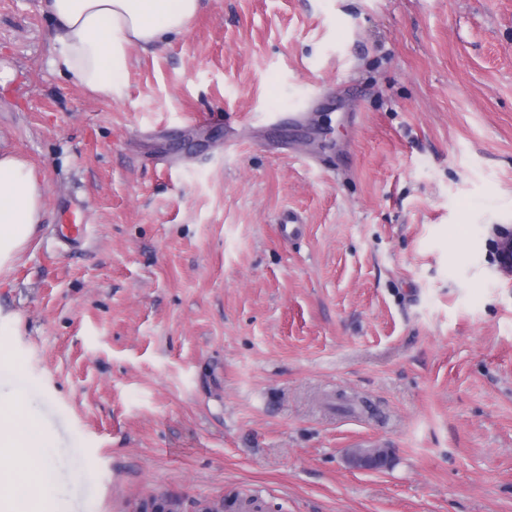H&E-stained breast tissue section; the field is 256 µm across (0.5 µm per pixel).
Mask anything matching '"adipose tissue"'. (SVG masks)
I'll return each instance as SVG.
<instances>
[{
	"label": "adipose tissue",
	"instance_id": "obj_1",
	"mask_svg": "<svg viewBox=\"0 0 512 512\" xmlns=\"http://www.w3.org/2000/svg\"><path fill=\"white\" fill-rule=\"evenodd\" d=\"M55 21L53 66L87 90L118 99L129 50H148L187 30L200 0H48ZM44 178L10 152L0 153V270L11 265L44 219ZM51 437L34 415L0 399V457H22L23 471L0 470V512H45L52 489L44 454Z\"/></svg>",
	"mask_w": 512,
	"mask_h": 512
}]
</instances>
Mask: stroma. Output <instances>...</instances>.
I'll return each mask as SVG.
<instances>
[{"instance_id":"stroma-1","label":"stroma","mask_w":512,"mask_h":512,"mask_svg":"<svg viewBox=\"0 0 512 512\" xmlns=\"http://www.w3.org/2000/svg\"><path fill=\"white\" fill-rule=\"evenodd\" d=\"M52 35L0 0V151L45 178L0 395L53 512H512V0H201L118 100ZM71 219L67 224H64L63 236L72 244H80L86 237V224L82 221L77 222V213H83L85 211V205L82 201H75L74 206L70 208ZM350 461L357 468H381L387 465L388 451L383 448L361 449L351 454Z\"/></svg>"}]
</instances>
